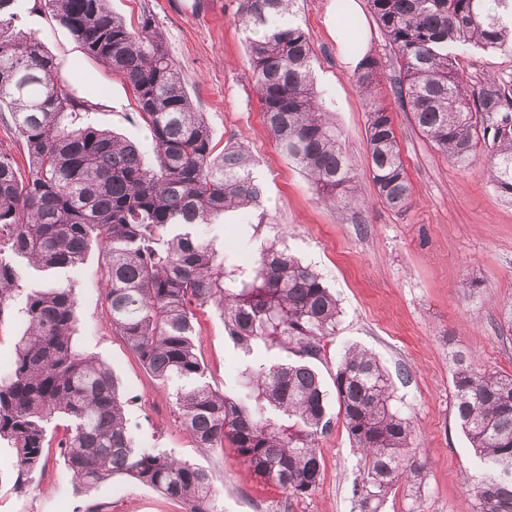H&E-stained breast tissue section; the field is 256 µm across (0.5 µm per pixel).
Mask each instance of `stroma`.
Here are the masks:
<instances>
[{"mask_svg": "<svg viewBox=\"0 0 512 512\" xmlns=\"http://www.w3.org/2000/svg\"><path fill=\"white\" fill-rule=\"evenodd\" d=\"M346 0H299L296 20L314 50L313 75L330 119L352 160L362 205L341 208L322 202L310 178L289 162L268 130L252 82L246 35L234 23L238 0H110L113 13L130 27L152 15L217 148L243 144L263 187V224H207L206 239L224 249V260L256 261L264 245L283 240L291 253L335 288L342 314L334 336L312 364L325 387L354 344L372 351L385 368L395 407L416 427V451L425 462L422 495L426 512H474L465 482L475 465L470 444L454 415L452 377L460 357L512 376V200L489 181L492 162L479 148L468 167L452 163L416 126L395 90L402 73L371 12L361 4L363 45L377 63L373 94L355 85L351 53L332 32ZM25 0L22 27L35 33L61 61L66 79L97 103V125L133 141H146L130 86L87 57L71 33ZM471 86L487 76H512V50L471 49L459 58ZM391 113L412 186V203L398 213L378 201L367 161V119L373 103ZM101 259L91 248L71 276L77 296L78 347L105 362L127 401L137 446L199 463L209 470L224 512H353L352 481L360 455L330 402V426L319 441L323 475L311 495L294 498L260 482L241 465L233 448L204 452L175 420L169 389L149 375L113 334L106 321ZM199 353L207 379L222 392L240 382L244 356L211 308L197 310ZM67 420L49 428L42 472L16 489L15 459L0 444V512H184L181 502L124 476L85 490L72 478L56 446Z\"/></svg>", "mask_w": 512, "mask_h": 512, "instance_id": "1", "label": "stroma"}]
</instances>
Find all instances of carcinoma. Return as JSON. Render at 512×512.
<instances>
[{
  "label": "carcinoma",
  "mask_w": 512,
  "mask_h": 512,
  "mask_svg": "<svg viewBox=\"0 0 512 512\" xmlns=\"http://www.w3.org/2000/svg\"><path fill=\"white\" fill-rule=\"evenodd\" d=\"M403 72L397 95L433 146L467 164L491 149L490 179L512 198V78L471 90L461 52L512 45V0H370ZM296 0H240L234 21L262 35L247 40L252 79L281 152L335 205L361 203L352 164L311 79L312 44L295 21ZM86 55L132 88L148 131L145 144L92 120L96 104L71 88L62 64L20 28L22 0H0V111L26 146V171L0 151V322L17 310L26 330L0 375V441L12 448L17 487L44 462L51 421L70 425L58 443L73 479L92 488L127 476L181 501L186 512H221L205 468L136 446L111 370L83 353L74 335L71 286H24L33 269L56 277L80 268L98 247L107 321L147 371L173 384L180 426L194 447L234 448L263 480L301 498L322 476L318 441L330 426L328 391L308 360L335 334L341 310L321 276L287 249L262 250L257 265L224 263V250L197 226L236 215L263 223L261 189L244 147L215 152L152 15L139 28L107 0H43ZM365 58L356 82L373 83ZM368 160L378 197L405 212L411 187L387 109L368 119ZM211 307L246 361L240 389L215 390L196 342V308ZM299 360H253L254 348ZM343 425L363 461L351 485L359 512H379L395 487H410L408 512H424V465L412 455L414 426L392 405L390 380L368 351L353 347L333 382ZM453 406L480 477L474 512H512V376L461 358Z\"/></svg>",
  "instance_id": "obj_1"
}]
</instances>
